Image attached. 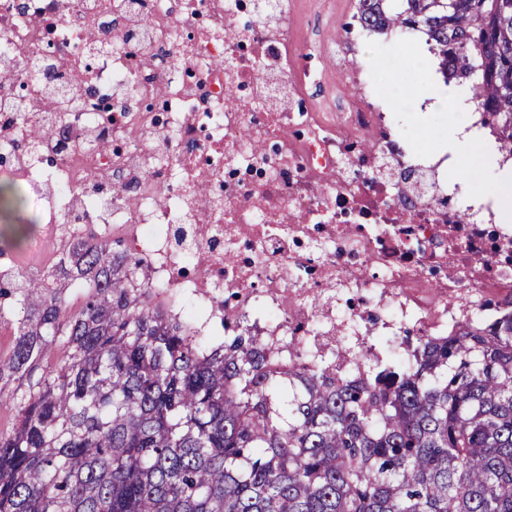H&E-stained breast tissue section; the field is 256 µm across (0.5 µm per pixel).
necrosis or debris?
I'll return each instance as SVG.
<instances>
[{"mask_svg": "<svg viewBox=\"0 0 512 512\" xmlns=\"http://www.w3.org/2000/svg\"><path fill=\"white\" fill-rule=\"evenodd\" d=\"M275 4L270 16L258 0H0V66L13 73L0 144L14 153L0 178L23 181L45 217L27 253L64 224L121 229L198 335L244 320L272 364L311 366L344 330L363 359L405 364V331L445 336L512 291V225L490 200L404 219L403 196L377 176L392 147L384 113L297 69L298 4ZM47 67L92 85L81 109L45 100ZM311 81L327 92L308 102ZM20 94L64 132L45 144L49 173L20 140ZM365 140L374 152H359ZM129 181L132 203L96 194Z\"/></svg>", "mask_w": 512, "mask_h": 512, "instance_id": "necrosis-or-debris-1", "label": "necrosis or debris"}]
</instances>
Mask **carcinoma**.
<instances>
[{"instance_id":"carcinoma-1","label":"carcinoma","mask_w":512,"mask_h":512,"mask_svg":"<svg viewBox=\"0 0 512 512\" xmlns=\"http://www.w3.org/2000/svg\"><path fill=\"white\" fill-rule=\"evenodd\" d=\"M354 18L426 36L512 157V0H356ZM46 92L86 95L65 80ZM19 121L33 158L60 134L49 117ZM23 208L0 184V243L21 248ZM144 268L89 224L54 267L0 276V321H16L0 398L23 388L0 433V512H512V300L435 341L405 336L404 367L357 364L347 378L326 358L269 366L240 324L197 349ZM281 375L295 393L276 408Z\"/></svg>"}]
</instances>
